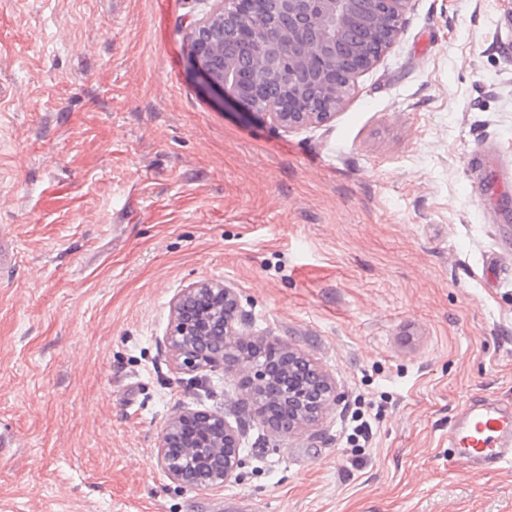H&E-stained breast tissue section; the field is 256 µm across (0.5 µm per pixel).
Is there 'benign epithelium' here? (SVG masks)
<instances>
[{"label": "benign epithelium", "mask_w": 512, "mask_h": 512, "mask_svg": "<svg viewBox=\"0 0 512 512\" xmlns=\"http://www.w3.org/2000/svg\"><path fill=\"white\" fill-rule=\"evenodd\" d=\"M413 0H202L189 23L191 59L205 85L246 113L293 129L326 124L360 73L392 46ZM235 288L203 279L170 303L165 345L188 372L224 367L240 376L258 423L288 437L321 423L336 402L334 378L273 336L241 329ZM288 364L260 360L258 347ZM239 429L221 414L186 408L162 431L156 458L169 479L196 489L235 482Z\"/></svg>", "instance_id": "benign-epithelium-1"}]
</instances>
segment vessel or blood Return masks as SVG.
I'll use <instances>...</instances> for the list:
<instances>
[{
  "label": "vessel or blood",
  "mask_w": 512,
  "mask_h": 512,
  "mask_svg": "<svg viewBox=\"0 0 512 512\" xmlns=\"http://www.w3.org/2000/svg\"><path fill=\"white\" fill-rule=\"evenodd\" d=\"M476 166L487 168L503 190L512 189V170L500 169L488 148L472 157ZM448 447L454 461L468 469L492 471L512 466V402L478 395L456 413L448 427Z\"/></svg>",
  "instance_id": "1"
}]
</instances>
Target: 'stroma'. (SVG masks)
Listing matches in <instances>:
<instances>
[{"label":"stroma","mask_w":512,"mask_h":512,"mask_svg":"<svg viewBox=\"0 0 512 512\" xmlns=\"http://www.w3.org/2000/svg\"><path fill=\"white\" fill-rule=\"evenodd\" d=\"M199 9L0 0V512H512V468L448 453L469 398L512 401V278L485 270L512 196L476 202L468 162L512 167V0H414L335 118L290 131L203 85ZM202 279L334 377L320 425L274 436L235 374L175 369L170 301ZM184 406L240 425L236 482L158 466Z\"/></svg>","instance_id":"1"}]
</instances>
